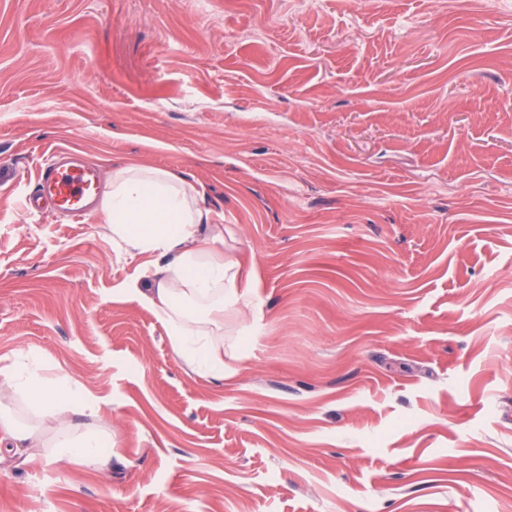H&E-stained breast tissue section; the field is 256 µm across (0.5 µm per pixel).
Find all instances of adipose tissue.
I'll return each mask as SVG.
<instances>
[{"label":"adipose tissue","instance_id":"ef3b65f1","mask_svg":"<svg viewBox=\"0 0 512 512\" xmlns=\"http://www.w3.org/2000/svg\"><path fill=\"white\" fill-rule=\"evenodd\" d=\"M204 185L131 162L105 181L96 217L130 256L149 254L143 284L132 294L162 322L176 357L199 377H224V315L256 309L253 272L224 251V216L203 207ZM24 400L35 415L57 422L55 435L20 425L7 407ZM0 432L14 448L48 449L63 461L102 464L107 424L98 402L67 375L45 373L30 354L0 369Z\"/></svg>","mask_w":512,"mask_h":512}]
</instances>
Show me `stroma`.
Wrapping results in <instances>:
<instances>
[{
  "label": "stroma",
  "mask_w": 512,
  "mask_h": 512,
  "mask_svg": "<svg viewBox=\"0 0 512 512\" xmlns=\"http://www.w3.org/2000/svg\"><path fill=\"white\" fill-rule=\"evenodd\" d=\"M199 182L262 282L178 360L41 166ZM98 401L107 469L0 460V512H512V0H0V368Z\"/></svg>",
  "instance_id": "35a3bbf8"
}]
</instances>
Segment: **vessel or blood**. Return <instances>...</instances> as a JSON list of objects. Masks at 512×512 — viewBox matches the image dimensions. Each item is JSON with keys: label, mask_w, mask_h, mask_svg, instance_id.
Segmentation results:
<instances>
[{"label": "vessel or blood", "mask_w": 512, "mask_h": 512, "mask_svg": "<svg viewBox=\"0 0 512 512\" xmlns=\"http://www.w3.org/2000/svg\"><path fill=\"white\" fill-rule=\"evenodd\" d=\"M100 181L97 168L85 164L78 154L63 153L60 160L42 170L35 192L25 203L28 210L48 202L55 211L79 216L87 212Z\"/></svg>", "instance_id": "vessel-or-blood-1"}]
</instances>
